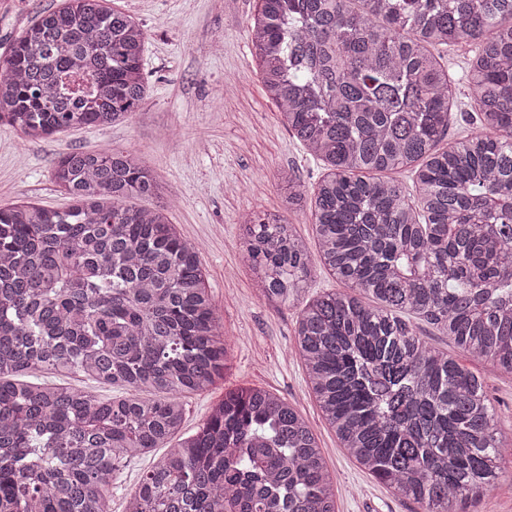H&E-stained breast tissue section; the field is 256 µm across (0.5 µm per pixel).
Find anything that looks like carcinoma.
Wrapping results in <instances>:
<instances>
[{
  "label": "carcinoma",
  "mask_w": 512,
  "mask_h": 512,
  "mask_svg": "<svg viewBox=\"0 0 512 512\" xmlns=\"http://www.w3.org/2000/svg\"><path fill=\"white\" fill-rule=\"evenodd\" d=\"M252 56L288 132L329 173L309 210L317 252L276 214L245 220L255 286L285 303L316 267L343 289L301 310L296 347L341 447L419 512H467L512 448L483 379L417 333L431 326L512 374V0H259ZM146 33L102 0H63L0 60V122L40 139L107 125L147 92ZM475 48L479 132L452 118L437 45ZM73 77L89 96L67 97ZM415 168L408 191L383 173ZM65 210L0 207V512H107L125 461L164 444L127 512H336L323 449L263 388H229L175 440L187 393L224 375L229 344L201 269L129 150H75L52 169ZM288 210L304 192L284 173ZM78 374L129 392L20 380Z\"/></svg>",
  "instance_id": "obj_1"
}]
</instances>
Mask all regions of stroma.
<instances>
[{"label": "stroma", "mask_w": 512, "mask_h": 512, "mask_svg": "<svg viewBox=\"0 0 512 512\" xmlns=\"http://www.w3.org/2000/svg\"><path fill=\"white\" fill-rule=\"evenodd\" d=\"M142 22L147 94L129 119L106 126L71 128L25 139L0 124V207L32 201L62 210L70 200L51 178L54 163L73 150L128 149L156 175L169 218L185 239L202 243L201 261L216 313L231 339L232 366L208 391L186 395L181 436L193 434L228 387H261L285 398L308 422L325 454L336 487V512H415V504L377 482L339 447L309 390L295 342L306 301L339 289L319 268L299 298L275 303L258 293L243 257L240 226L253 213H279L308 246L316 239L308 210L287 211L284 170L311 192L324 176L282 124L249 50L247 23L258 0H108ZM60 0H0V58L19 34ZM452 81L454 119L446 142L475 132L465 76L474 50L436 48ZM424 339L471 364L488 387L504 443H512V375L473 362L448 338L421 326ZM156 454L129 460L112 482L110 512L126 501Z\"/></svg>", "instance_id": "1"}]
</instances>
